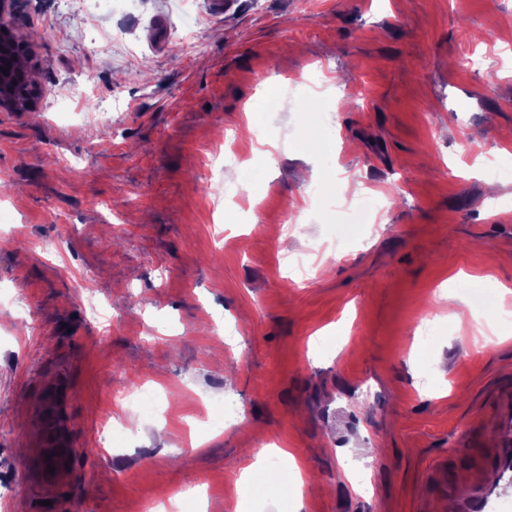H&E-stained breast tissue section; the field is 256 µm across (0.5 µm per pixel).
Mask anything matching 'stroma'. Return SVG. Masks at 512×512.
Masks as SVG:
<instances>
[{"label": "stroma", "mask_w": 512, "mask_h": 512, "mask_svg": "<svg viewBox=\"0 0 512 512\" xmlns=\"http://www.w3.org/2000/svg\"><path fill=\"white\" fill-rule=\"evenodd\" d=\"M5 19L40 104L0 108V512H512V322L466 289L512 309V0ZM272 445L301 475L240 500Z\"/></svg>", "instance_id": "35a3bbf8"}]
</instances>
